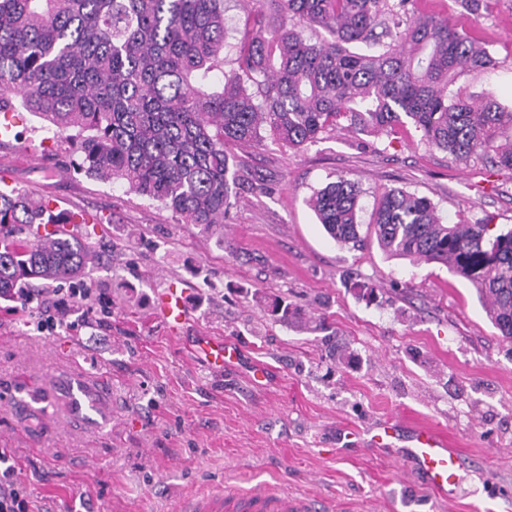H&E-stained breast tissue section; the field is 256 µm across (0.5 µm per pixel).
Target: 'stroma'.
<instances>
[{"label":"stroma","instance_id":"stroma-1","mask_svg":"<svg viewBox=\"0 0 512 512\" xmlns=\"http://www.w3.org/2000/svg\"><path fill=\"white\" fill-rule=\"evenodd\" d=\"M474 30L495 65L464 72V93L512 106V0L480 12L438 0ZM0 141V184L30 191L56 216L96 217L103 255L54 331L40 308L0 300V449L41 512H180L189 496L277 485L335 512H512V343L474 285L439 263L390 258L374 240L334 242L308 199L343 176L365 205L389 188L430 198L445 222L512 227V169L456 161L415 128L395 136L324 134L301 148L226 145L236 199L224 233L204 232L121 183L87 178L53 131L18 110ZM188 290L180 336L153 301ZM374 289L366 300L364 289ZM282 298L302 318L273 322ZM224 336L238 360L216 370L194 347ZM108 413L102 430L64 405L71 373ZM390 419L432 426L459 448L461 484L440 496L410 464L343 435Z\"/></svg>","mask_w":512,"mask_h":512}]
</instances>
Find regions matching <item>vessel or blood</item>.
Here are the masks:
<instances>
[{
  "label": "vessel or blood",
  "instance_id": "vessel-or-blood-1",
  "mask_svg": "<svg viewBox=\"0 0 512 512\" xmlns=\"http://www.w3.org/2000/svg\"><path fill=\"white\" fill-rule=\"evenodd\" d=\"M154 308L165 328L178 333L189 317L185 289L169 284L155 296ZM202 359L211 367L223 368L237 356L236 346L221 337L203 336L198 341ZM83 379H73L66 388L70 406L84 413L89 425H96V404L88 399ZM370 444L389 449L396 459L409 462L423 476L427 486L440 495L455 486L462 461L445 435L426 426L393 423L371 435ZM311 503L282 491L258 488L247 492H222L191 500L184 512H311Z\"/></svg>",
  "mask_w": 512,
  "mask_h": 512
}]
</instances>
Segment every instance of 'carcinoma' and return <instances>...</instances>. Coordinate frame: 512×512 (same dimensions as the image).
<instances>
[{
    "mask_svg": "<svg viewBox=\"0 0 512 512\" xmlns=\"http://www.w3.org/2000/svg\"><path fill=\"white\" fill-rule=\"evenodd\" d=\"M256 2L255 29L226 72L224 0H0V112L20 101L78 169L210 232L236 197L227 142L267 134L303 147L329 131L390 135L410 123L456 161L493 152L512 169V147L495 144L512 109L451 89L463 71L495 65L471 32L418 0ZM215 70L224 80H210ZM362 195L339 177L308 203L338 243L367 236L388 257L448 266L512 341V228L447 224L429 198L399 188L375 197L363 225ZM53 223L42 201L0 190V299L79 284L95 243L66 230L39 236ZM294 315L272 302L274 321Z\"/></svg>",
    "mask_w": 512,
    "mask_h": 512,
    "instance_id": "carcinoma-1",
    "label": "carcinoma"
}]
</instances>
